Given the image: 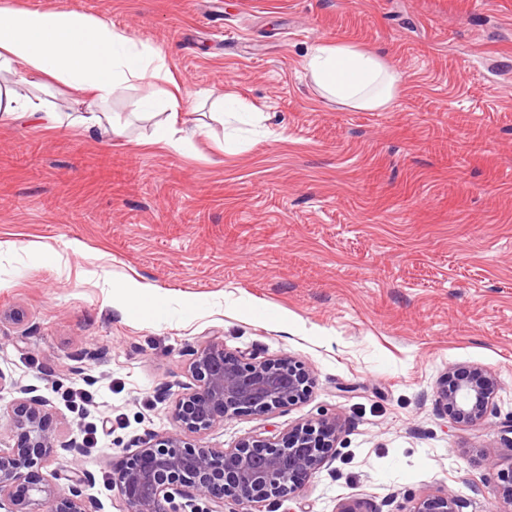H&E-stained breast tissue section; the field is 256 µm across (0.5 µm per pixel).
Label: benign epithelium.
Segmentation results:
<instances>
[{
	"label": "benign epithelium",
	"instance_id": "obj_1",
	"mask_svg": "<svg viewBox=\"0 0 512 512\" xmlns=\"http://www.w3.org/2000/svg\"><path fill=\"white\" fill-rule=\"evenodd\" d=\"M190 383L171 407L175 430L148 433L112 469L119 512H263L299 493L306 479L333 459L342 422L324 416L273 438L248 436L231 448H206L197 439L224 419L266 414L303 400L312 373L289 358L246 361L213 338L191 353ZM496 379L474 367L446 377L437 404L456 424L484 419ZM21 397L0 408V512H99L84 495L94 475L80 466L77 441H61L51 427L47 401L36 389L18 387ZM62 458L63 470L44 477L33 471ZM455 493L420 496L408 512H460Z\"/></svg>",
	"mask_w": 512,
	"mask_h": 512
}]
</instances>
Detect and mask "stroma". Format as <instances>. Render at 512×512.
<instances>
[{"label":"stroma","instance_id":"1","mask_svg":"<svg viewBox=\"0 0 512 512\" xmlns=\"http://www.w3.org/2000/svg\"><path fill=\"white\" fill-rule=\"evenodd\" d=\"M77 10L162 50L187 94L182 152L150 144L140 92L107 105L124 135L62 121L0 125V404L36 387L60 440L96 430L82 465L117 512L114 461L173 430L190 352L208 338L309 368L305 400L225 420L230 448L336 416L330 466L288 512H409L454 490L462 512H507L512 467V0H12ZM319 41L386 58L403 85L384 111L324 97ZM231 94L257 126L213 120ZM165 311L128 312V281ZM494 375L491 412L454 424L435 387ZM82 388L88 397L71 401Z\"/></svg>","mask_w":512,"mask_h":512}]
</instances>
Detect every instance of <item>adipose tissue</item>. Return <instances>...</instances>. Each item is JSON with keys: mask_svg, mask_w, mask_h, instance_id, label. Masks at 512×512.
Masks as SVG:
<instances>
[{"mask_svg": "<svg viewBox=\"0 0 512 512\" xmlns=\"http://www.w3.org/2000/svg\"><path fill=\"white\" fill-rule=\"evenodd\" d=\"M305 67L325 95L360 110L389 108L401 89L402 77L389 62L352 43H316ZM50 81L85 103L86 128L106 125L115 133L120 125L109 122L101 105L122 91L147 87L134 108L149 118L158 109L167 113L156 121L152 143L178 152L188 143L175 119L183 108V89L161 50L135 43L111 23L80 11L23 10L0 0V124L28 118L55 125L56 116L39 94ZM22 83L28 92L19 91Z\"/></svg>", "mask_w": 512, "mask_h": 512, "instance_id": "adipose-tissue-1", "label": "adipose tissue"}]
</instances>
